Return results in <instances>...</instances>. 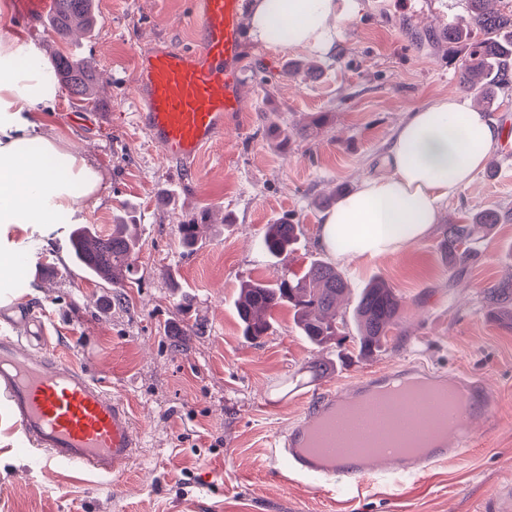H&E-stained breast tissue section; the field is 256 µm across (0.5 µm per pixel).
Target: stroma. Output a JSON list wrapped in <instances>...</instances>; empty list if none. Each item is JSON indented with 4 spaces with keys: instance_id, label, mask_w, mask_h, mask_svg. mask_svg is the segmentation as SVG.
<instances>
[{
    "instance_id": "stroma-1",
    "label": "stroma",
    "mask_w": 512,
    "mask_h": 512,
    "mask_svg": "<svg viewBox=\"0 0 512 512\" xmlns=\"http://www.w3.org/2000/svg\"><path fill=\"white\" fill-rule=\"evenodd\" d=\"M334 46L271 47L253 42L245 111L180 170L139 129L131 98L138 58L156 43H191L190 0H95L98 24L59 37L50 14L13 0L14 28L49 57L71 51L97 74L92 103L60 89L50 115L73 149L92 153L106 177L97 200L80 205L96 231L114 216L132 220L135 281L88 278L71 260L69 219L22 238L36 256L18 301L20 335L45 326L53 346L132 410L140 446L124 475L30 468L11 447L0 406V512H486L512 483V327L489 315L482 291L512 277V91L487 108L503 138L473 180L441 205L439 224L398 253L339 264L352 292L382 279L403 301L386 348L357 355L345 339L320 349L301 336L290 308L276 310L268 336L241 333L235 301L244 282L276 280L328 259L318 243L322 214L360 180L386 174L385 160L409 112L461 95L457 68L468 47L431 32L441 17L429 0H343ZM305 126L307 137L285 136ZM487 209L504 213L476 245L461 278L443 261L446 225ZM203 222L193 249L182 220ZM289 220L301 233L278 260L259 241ZM332 368L313 376V362ZM423 362L442 373L477 375L501 397L494 427L416 479L373 481L350 496L318 490L283 468L270 448L304 412L306 399L340 381Z\"/></svg>"
}]
</instances>
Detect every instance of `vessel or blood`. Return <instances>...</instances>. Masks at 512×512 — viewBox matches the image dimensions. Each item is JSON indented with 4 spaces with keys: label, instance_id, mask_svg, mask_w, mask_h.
<instances>
[{
    "label": "vessel or blood",
    "instance_id": "b4317fda",
    "mask_svg": "<svg viewBox=\"0 0 512 512\" xmlns=\"http://www.w3.org/2000/svg\"><path fill=\"white\" fill-rule=\"evenodd\" d=\"M246 0H192L197 20L192 44L161 42L140 56L134 81L139 124L166 157L188 168L218 136L232 113L242 111L245 83ZM407 385L401 398L367 409L368 430L393 422L406 431L421 428L433 406L431 387L447 385L458 394L450 438H439L421 455L384 454L385 474L416 478L436 463L462 454L472 442L475 415L493 418L496 392L478 377L456 378L421 363L371 374L349 391H325L311 399L271 454L290 475L315 488L352 492L372 477L369 460L325 438L326 456L309 453L310 433L321 422H335L336 409L350 400L395 385ZM0 403L12 422L13 446L40 469L121 476L139 446L128 405L112 396L72 361L50 347H25L20 337L0 335Z\"/></svg>",
    "mask_w": 512,
    "mask_h": 512
}]
</instances>
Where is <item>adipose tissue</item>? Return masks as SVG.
Returning a JSON list of instances; mask_svg holds the SVG:
<instances>
[{
	"label": "adipose tissue",
	"mask_w": 512,
	"mask_h": 512,
	"mask_svg": "<svg viewBox=\"0 0 512 512\" xmlns=\"http://www.w3.org/2000/svg\"><path fill=\"white\" fill-rule=\"evenodd\" d=\"M12 0H0V237L49 227L98 194L103 174L49 131L58 88L45 61L26 62L10 31ZM336 0H256L254 36L266 45L318 47L329 39ZM502 138L485 113L446 96L409 113L388 149L389 174L363 178L320 221L337 258L394 254L437 224L440 204L466 186Z\"/></svg>",
	"instance_id": "obj_1"
}]
</instances>
